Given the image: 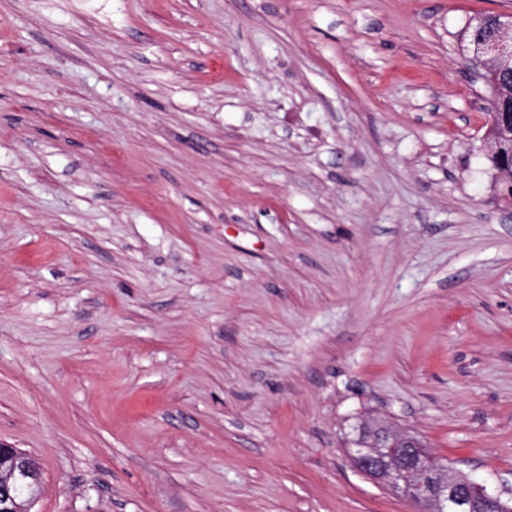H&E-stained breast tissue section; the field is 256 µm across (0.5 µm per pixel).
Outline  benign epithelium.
<instances>
[{
	"label": "benign epithelium",
	"instance_id": "1",
	"mask_svg": "<svg viewBox=\"0 0 512 512\" xmlns=\"http://www.w3.org/2000/svg\"><path fill=\"white\" fill-rule=\"evenodd\" d=\"M476 50L496 75L512 76V15L484 14ZM347 441L355 470L413 505V512H512V497L490 492L441 464L400 427L362 420ZM41 467L27 451L0 444V512H32Z\"/></svg>",
	"mask_w": 512,
	"mask_h": 512
}]
</instances>
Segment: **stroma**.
Masks as SVG:
<instances>
[{"label": "stroma", "mask_w": 512, "mask_h": 512, "mask_svg": "<svg viewBox=\"0 0 512 512\" xmlns=\"http://www.w3.org/2000/svg\"><path fill=\"white\" fill-rule=\"evenodd\" d=\"M512 0H0V443L33 512L512 491V201L460 47ZM353 432L347 450L355 470L414 512H512V497L441 464L408 430L361 420ZM41 486V467L27 451L0 444V512H32ZM30 491L28 500L17 492Z\"/></svg>", "instance_id": "35a3bbf8"}]
</instances>
